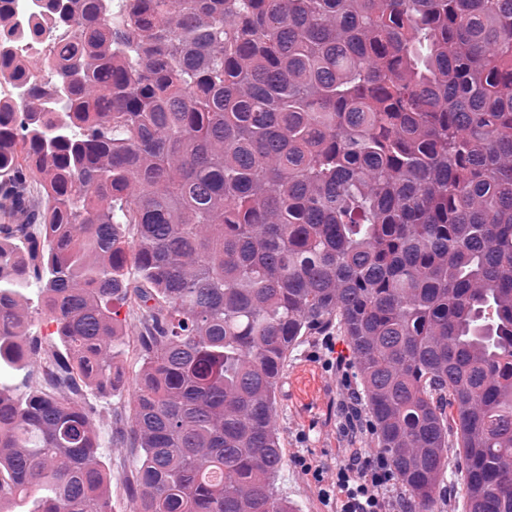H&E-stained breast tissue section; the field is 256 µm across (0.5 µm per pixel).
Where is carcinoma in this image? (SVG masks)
Returning a JSON list of instances; mask_svg holds the SVG:
<instances>
[{"label":"carcinoma","mask_w":512,"mask_h":512,"mask_svg":"<svg viewBox=\"0 0 512 512\" xmlns=\"http://www.w3.org/2000/svg\"><path fill=\"white\" fill-rule=\"evenodd\" d=\"M0 0V512H108L88 393L142 361L115 441L133 512H293L274 425L288 352L348 340L418 512L448 449L463 512H512V0H51L46 111ZM29 298V332L30 336H45L54 330V327L48 325L44 316V303L37 293H27Z\"/></svg>","instance_id":"1"}]
</instances>
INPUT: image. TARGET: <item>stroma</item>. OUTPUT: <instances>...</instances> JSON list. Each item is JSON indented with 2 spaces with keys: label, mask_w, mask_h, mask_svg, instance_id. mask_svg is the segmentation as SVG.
Returning a JSON list of instances; mask_svg holds the SVG:
<instances>
[{
  "label": "stroma",
  "mask_w": 512,
  "mask_h": 512,
  "mask_svg": "<svg viewBox=\"0 0 512 512\" xmlns=\"http://www.w3.org/2000/svg\"><path fill=\"white\" fill-rule=\"evenodd\" d=\"M120 351L125 386L120 396L106 401L107 414L96 421L100 450L111 477L109 512H131L126 480L139 464L135 449L111 442L108 413L114 409L128 412L141 366L134 336H127ZM338 358H351L345 337L311 336L298 346L282 370L276 427L285 453L275 487L295 512H336L335 501L320 495L317 473L334 474L344 461L345 449L376 445L366 411L360 408L352 412L347 407L348 390L340 384L333 366Z\"/></svg>",
  "instance_id": "obj_1"
}]
</instances>
